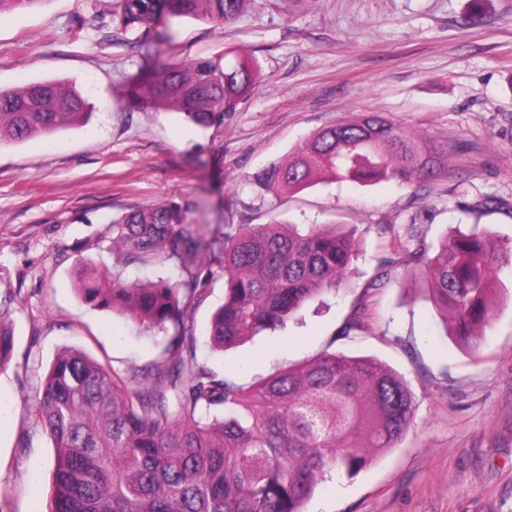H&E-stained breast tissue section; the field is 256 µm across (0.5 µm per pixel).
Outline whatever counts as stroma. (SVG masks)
Masks as SVG:
<instances>
[{
	"label": "stroma",
	"instance_id": "stroma-1",
	"mask_svg": "<svg viewBox=\"0 0 512 512\" xmlns=\"http://www.w3.org/2000/svg\"><path fill=\"white\" fill-rule=\"evenodd\" d=\"M116 0H43L0 14V89L53 79L94 106L84 127L0 144V315L13 348L0 369V512H46L55 450L34 401L56 354L74 348L120 375L158 361L163 331L90 307L75 292L79 258L112 267V219L171 201L186 223L223 238L228 224H336L360 256L321 312L224 352L207 342L224 301L219 257L187 319L201 363L239 382L324 350L372 355L414 392L397 448L355 478L326 480L305 512H512V270L478 354L447 335L397 228L414 223L435 248L479 227L512 241V0H256L229 25L170 17L173 54L231 48L255 60L252 93L223 122L199 127L166 108L128 106L125 90L154 53L110 35ZM380 112L447 142L448 171L431 183H319L261 193L248 177L287 159L316 130ZM390 282L375 285L385 263ZM366 316L340 330L358 306Z\"/></svg>",
	"mask_w": 512,
	"mask_h": 512
}]
</instances>
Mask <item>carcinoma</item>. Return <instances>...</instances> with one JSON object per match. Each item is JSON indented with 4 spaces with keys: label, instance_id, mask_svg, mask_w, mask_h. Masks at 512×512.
Returning <instances> with one entry per match:
<instances>
[{
    "label": "carcinoma",
    "instance_id": "obj_1",
    "mask_svg": "<svg viewBox=\"0 0 512 512\" xmlns=\"http://www.w3.org/2000/svg\"><path fill=\"white\" fill-rule=\"evenodd\" d=\"M119 2L114 33L139 40L168 16L229 24L255 0ZM258 78L255 63L231 49L180 62L166 50L149 76L132 80L127 97L208 126L235 111ZM90 115L86 99L58 81L0 91V143L80 127ZM447 163V147L371 113L315 131L251 183L282 194L322 179L432 182ZM405 235L435 306L451 314L454 336L478 349L500 292L497 271L512 267V246L488 230L457 231L431 256L416 225ZM215 243L184 223L176 204L162 203L112 218V269L80 262L76 291L84 303L149 330L169 322L182 330L165 345L151 382L112 373L76 349L56 355L35 407L56 449L47 512H304L327 475L353 479L408 432L413 392L373 357L325 350L248 387L200 363L194 329L184 326V296L196 293ZM220 251L224 304L208 336L225 350L283 328L307 303L336 293L359 256L353 236L334 224H226ZM167 263L179 275L124 277L130 266ZM12 336L0 318V368Z\"/></svg>",
    "mask_w": 512,
    "mask_h": 512
}]
</instances>
